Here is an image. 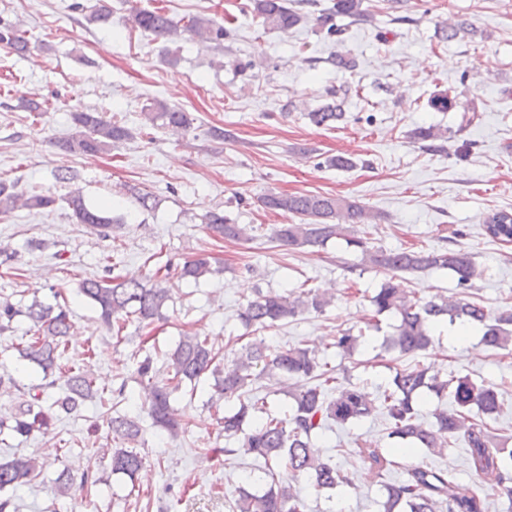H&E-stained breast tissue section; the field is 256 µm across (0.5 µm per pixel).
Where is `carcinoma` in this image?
<instances>
[{
    "instance_id": "carcinoma-1",
    "label": "carcinoma",
    "mask_w": 512,
    "mask_h": 512,
    "mask_svg": "<svg viewBox=\"0 0 512 512\" xmlns=\"http://www.w3.org/2000/svg\"><path fill=\"white\" fill-rule=\"evenodd\" d=\"M364 0H335L333 15L361 20L369 17L363 8ZM253 11L264 27L286 32L299 25L303 16L287 6V0H253ZM133 25L158 38L170 39L180 31H188L202 41L219 40L225 28L213 20L194 17L179 25L163 8L137 9ZM0 44L17 55L28 51V40L8 22L0 20ZM146 123L153 129L187 130L192 119L188 113L165 101L155 100L144 113ZM309 119L321 126L342 119L341 105L328 104L308 113ZM75 134L59 143L66 155H95L110 150L132 138V132L119 121L99 111L77 110L72 113ZM269 210L281 211L299 219L297 223L278 224L271 238L283 247L319 248L338 237L362 251L366 265L382 275V280L369 297L375 315L393 313L398 319L394 332L386 340L387 348L400 355H412L434 343L433 325L440 320L451 323L459 320L482 330L480 343L501 350L512 348V310L491 314L487 309L465 299L434 296L421 299L403 287L401 274L444 269L457 276L461 288L469 287L474 276L471 255L463 250L427 251L370 247L366 238L348 237L346 233L357 226H368L379 220L378 213L352 200L324 194L268 193L258 198ZM30 210H48L56 204L55 197L43 192L19 195L14 185L0 181V215L17 205ZM71 217L85 225L100 239H111L121 225L88 205L82 194L71 193L67 198ZM207 228L223 239L249 241L248 228L236 224L222 210L205 216ZM485 233L490 238L512 242V212L499 210L486 220ZM207 253L176 263L168 258L158 264L154 281L142 283L117 273L118 263L107 260L103 275L85 277L78 292L89 300L107 327L121 335L126 323L136 321L152 324L162 317V309L171 299L174 284L198 281L211 272ZM0 275H19L18 254L0 244ZM329 304L325 295L302 290L281 295L275 292L258 294L243 304L237 320L245 329H269L306 311L322 312ZM25 316L29 329L28 341L19 350L20 356L43 373V383L22 387L9 375H0V392L16 396L19 404L0 414V433L9 430L13 435L28 438L34 433H46L55 420L77 413L88 401L97 398L93 374L64 369L63 355L74 325L67 304H46L33 299L27 306L14 303L11 296L0 295V335L14 329L18 316ZM361 336L346 330L334 337L333 347L351 354ZM156 360L150 353L137 362L135 379L152 378ZM169 378L151 386L146 413L151 425L178 435L186 431L172 403L175 392L189 389L194 394L205 375L214 380L219 398L238 401L231 411L219 418L224 438L235 439L238 447L224 449V454L250 455L264 459L268 465L269 484L261 490L252 487L239 489L234 512H305L306 504L299 492L283 479L277 478L280 469L293 478L308 477L318 489L333 490L349 484V477L332 464L320 459L313 435L329 423L339 426L353 424L379 412L389 425V437L398 439L407 449L426 448L440 454L452 447L457 437L464 438L470 461L477 472L497 477L495 494L508 499L512 505V448L509 441L487 431L483 421L471 416L472 410L492 417L501 410V394L489 383L476 384L466 377L440 378L424 366L397 369L389 385L374 398L361 388L336 385L335 368L312 349L298 345L273 351L263 342L245 345L231 360L220 363L208 338L184 332L175 346L164 354ZM64 379V389L48 394L57 380ZM267 378L279 384L294 382L289 391L292 405L283 415L268 409L267 397L247 396V388ZM333 392L335 396L328 397ZM425 395L438 399L449 397L453 408L437 409L433 421L419 419L418 401ZM114 447L111 448L112 473L134 479L145 467V458L127 447L143 438L140 418L114 411L107 418ZM355 454L375 471L378 477L387 475L398 466L389 452L372 442L354 449ZM39 461L36 457L13 454L0 457V492L27 484L36 476ZM385 494L380 512H487V494L477 485L462 484L448 473L427 466L410 464L406 478L396 483H384Z\"/></svg>"
}]
</instances>
